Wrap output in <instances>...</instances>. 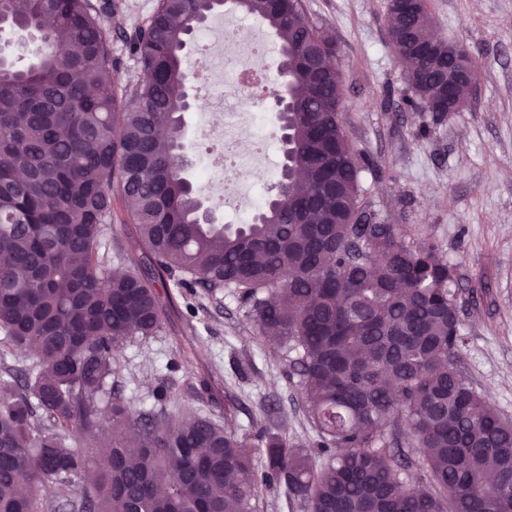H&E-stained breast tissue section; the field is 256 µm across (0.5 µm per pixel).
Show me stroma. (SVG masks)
Returning <instances> with one entry per match:
<instances>
[{"label":"stroma","mask_w":512,"mask_h":512,"mask_svg":"<svg viewBox=\"0 0 512 512\" xmlns=\"http://www.w3.org/2000/svg\"><path fill=\"white\" fill-rule=\"evenodd\" d=\"M109 45L115 84L142 77L130 39L159 0H112ZM433 32L464 46L476 68L473 96L441 123L408 108L404 70L387 36V0H302L306 16L336 40L346 135L368 164L360 204L381 222L401 225L411 241H433L454 271L461 321V369L497 412L512 420V0H428ZM273 140L247 178V194L268 199L269 167H282L280 122L271 102L256 109ZM187 177L217 224H234L201 180L217 114L185 113ZM156 335L128 339L118 351L112 390L152 409L168 381L167 413L190 411L249 433L264 426L311 446L316 432L302 406L298 377L277 346L256 340L257 327L234 294L175 288ZM177 372H169L170 362Z\"/></svg>","instance_id":"stroma-1"}]
</instances>
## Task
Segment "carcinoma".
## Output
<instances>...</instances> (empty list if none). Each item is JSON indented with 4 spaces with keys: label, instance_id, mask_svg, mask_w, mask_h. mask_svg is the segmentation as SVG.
<instances>
[{
    "label": "carcinoma",
    "instance_id": "cac0c4a2",
    "mask_svg": "<svg viewBox=\"0 0 512 512\" xmlns=\"http://www.w3.org/2000/svg\"><path fill=\"white\" fill-rule=\"evenodd\" d=\"M239 8L281 40L291 170L277 202L233 227L201 214L173 136L182 51L214 12L210 0H160L132 39L143 77L121 93L105 33L112 0L0 4L8 24L39 36L27 67L0 63V330L32 360L22 384L0 370V512H257L271 485L304 512H512V423L458 368L452 268L397 224L348 223L362 166L336 111V68L301 71L304 58L335 53V40L285 19L284 0ZM430 24L426 3L413 19L389 12L406 101L424 111L440 97L441 71L458 95L472 90L447 40L428 56L409 49L407 37L426 39ZM130 200L122 221L145 262L114 269L101 254L103 226ZM168 279L229 289L258 338L285 350L314 449L199 415L161 425L105 397L123 341L162 328L157 286ZM102 403L107 440L97 436ZM412 469L415 486L405 480ZM49 486L51 501L41 498Z\"/></svg>",
    "mask_w": 512,
    "mask_h": 512
}]
</instances>
